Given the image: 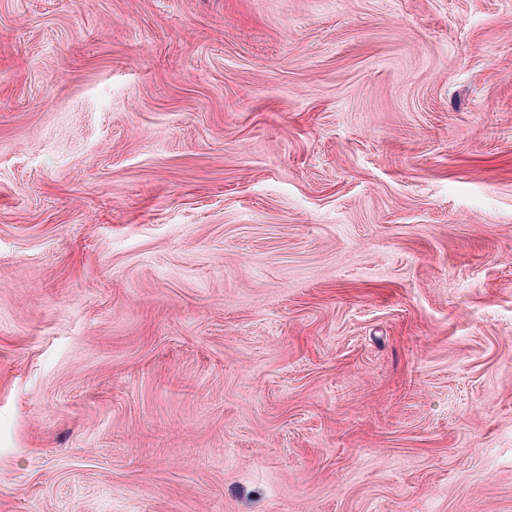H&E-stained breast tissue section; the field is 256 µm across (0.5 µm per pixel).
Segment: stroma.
Instances as JSON below:
<instances>
[{"instance_id": "obj_1", "label": "stroma", "mask_w": 512, "mask_h": 512, "mask_svg": "<svg viewBox=\"0 0 512 512\" xmlns=\"http://www.w3.org/2000/svg\"><path fill=\"white\" fill-rule=\"evenodd\" d=\"M0 512H512V0H0Z\"/></svg>"}]
</instances>
